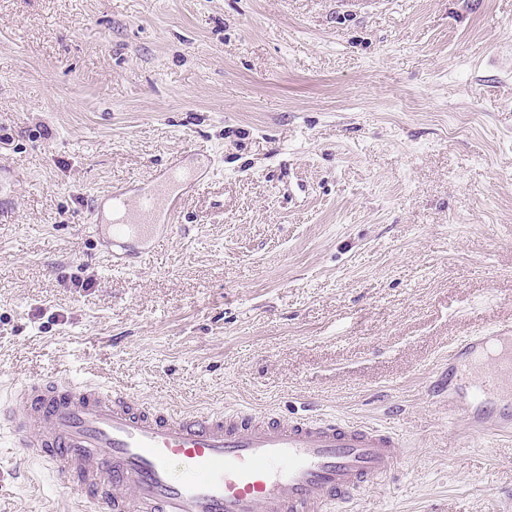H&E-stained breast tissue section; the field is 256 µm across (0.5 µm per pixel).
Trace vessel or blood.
Returning a JSON list of instances; mask_svg holds the SVG:
<instances>
[{"instance_id": "vessel-or-blood-1", "label": "vessel or blood", "mask_w": 512, "mask_h": 512, "mask_svg": "<svg viewBox=\"0 0 512 512\" xmlns=\"http://www.w3.org/2000/svg\"><path fill=\"white\" fill-rule=\"evenodd\" d=\"M172 164L159 190L127 203L110 195L123 218L104 239L160 243L154 216L164 187L189 181ZM470 364V381L457 375ZM443 393L448 413L478 431L512 434V326L461 338L448 352ZM0 429L55 472L98 512H354L372 484L402 465L405 442L390 429L302 414L242 410L177 411L91 379L36 378L13 387L0 404Z\"/></svg>"}]
</instances>
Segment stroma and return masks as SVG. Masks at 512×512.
<instances>
[{"label": "stroma", "instance_id": "stroma-1", "mask_svg": "<svg viewBox=\"0 0 512 512\" xmlns=\"http://www.w3.org/2000/svg\"><path fill=\"white\" fill-rule=\"evenodd\" d=\"M200 175L114 265L95 197ZM0 401L97 379L177 410L396 430L358 512H512V436L430 383L512 323V0H0ZM0 444V512H76Z\"/></svg>", "mask_w": 512, "mask_h": 512}]
</instances>
